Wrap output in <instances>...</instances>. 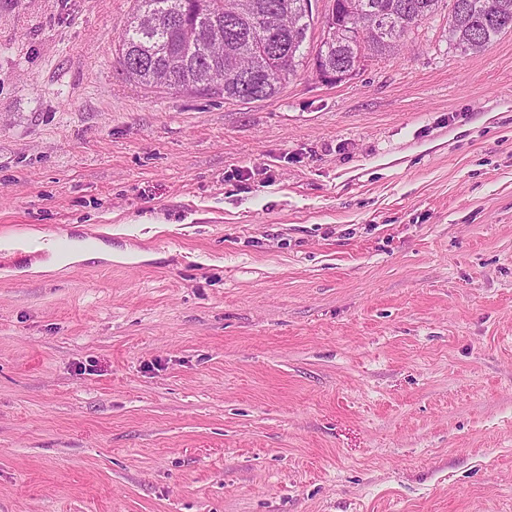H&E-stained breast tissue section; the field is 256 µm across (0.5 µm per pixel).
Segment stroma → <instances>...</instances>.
<instances>
[{
    "instance_id": "stroma-1",
    "label": "stroma",
    "mask_w": 512,
    "mask_h": 512,
    "mask_svg": "<svg viewBox=\"0 0 512 512\" xmlns=\"http://www.w3.org/2000/svg\"><path fill=\"white\" fill-rule=\"evenodd\" d=\"M0 0V512H512V33L250 103Z\"/></svg>"
}]
</instances>
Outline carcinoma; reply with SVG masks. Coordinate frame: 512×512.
Returning <instances> with one entry per match:
<instances>
[{"label":"carcinoma","instance_id":"1","mask_svg":"<svg viewBox=\"0 0 512 512\" xmlns=\"http://www.w3.org/2000/svg\"><path fill=\"white\" fill-rule=\"evenodd\" d=\"M119 44L123 73L157 92L224 96L247 103L276 96L308 59L312 0H136ZM442 0H334L313 64L353 75L368 57L396 55ZM396 16L390 30L368 18ZM512 32V0H448V45L480 52Z\"/></svg>","mask_w":512,"mask_h":512}]
</instances>
